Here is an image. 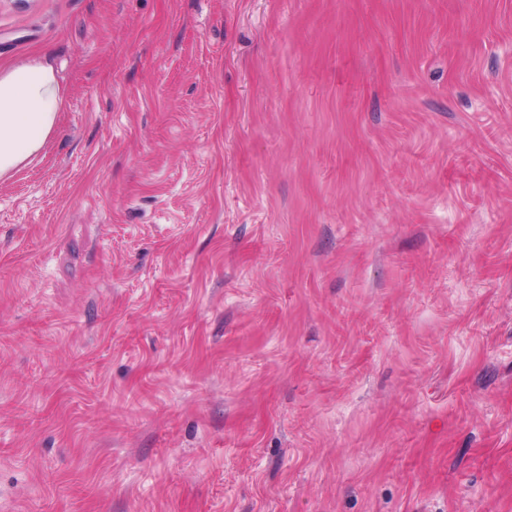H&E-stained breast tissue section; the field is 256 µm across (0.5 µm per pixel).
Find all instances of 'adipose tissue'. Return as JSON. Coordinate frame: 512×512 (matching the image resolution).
<instances>
[{
	"mask_svg": "<svg viewBox=\"0 0 512 512\" xmlns=\"http://www.w3.org/2000/svg\"><path fill=\"white\" fill-rule=\"evenodd\" d=\"M63 89L40 60L0 71V181L29 163L56 134Z\"/></svg>",
	"mask_w": 512,
	"mask_h": 512,
	"instance_id": "ef3b65f1",
	"label": "adipose tissue"
}]
</instances>
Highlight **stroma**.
Listing matches in <instances>:
<instances>
[{
    "label": "stroma",
    "instance_id": "1",
    "mask_svg": "<svg viewBox=\"0 0 512 512\" xmlns=\"http://www.w3.org/2000/svg\"><path fill=\"white\" fill-rule=\"evenodd\" d=\"M0 512H512V0H0ZM63 89L41 60L0 71V181L36 157L58 131Z\"/></svg>",
    "mask_w": 512,
    "mask_h": 512
}]
</instances>
